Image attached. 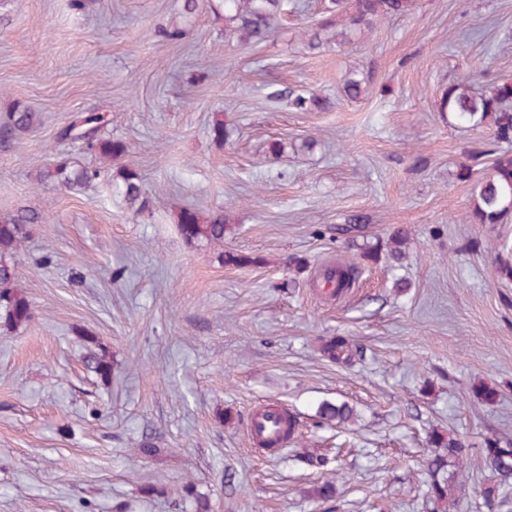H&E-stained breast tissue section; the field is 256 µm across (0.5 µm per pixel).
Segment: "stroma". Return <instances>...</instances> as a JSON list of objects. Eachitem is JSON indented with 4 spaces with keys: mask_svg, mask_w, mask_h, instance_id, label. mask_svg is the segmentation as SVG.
Listing matches in <instances>:
<instances>
[{
    "mask_svg": "<svg viewBox=\"0 0 512 512\" xmlns=\"http://www.w3.org/2000/svg\"><path fill=\"white\" fill-rule=\"evenodd\" d=\"M182 4L0 0V117H39L0 147V215H41L20 255L31 318L0 324V512H434L436 431L471 447L451 512H512V488L486 503L481 457L485 439L512 442V278L494 249L512 246V224L467 223L458 177L501 145L435 110L453 82L512 77V0H414L313 52L302 33L330 0H285L255 45L226 37L207 0ZM351 74L356 100L341 93ZM286 88L330 106L297 110ZM85 112L130 152L104 162L60 137ZM59 158L102 173L76 191L38 183ZM126 171L143 183L138 213L117 191ZM185 208L224 215L223 247L182 239ZM402 228L396 264L386 243ZM227 250L257 262L225 264ZM329 265L357 269L347 294H322ZM333 336L360 345L353 366L322 356ZM100 350L106 378L86 363ZM480 383L496 403L474 398ZM270 399L300 428L265 456L246 425ZM326 401L355 420L320 423ZM304 447L328 467L304 465ZM326 480L336 496L321 501Z\"/></svg>",
    "mask_w": 512,
    "mask_h": 512,
    "instance_id": "stroma-1",
    "label": "stroma"
}]
</instances>
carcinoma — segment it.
I'll list each match as a JSON object with an SVG mask.
<instances>
[{
  "mask_svg": "<svg viewBox=\"0 0 512 512\" xmlns=\"http://www.w3.org/2000/svg\"><path fill=\"white\" fill-rule=\"evenodd\" d=\"M224 8V32L242 44L258 43L271 31L274 22L284 10L285 0H222ZM413 0H332L329 13L340 17V30L334 38L344 45L351 37L373 30L377 24L392 16L406 13ZM335 27L332 19L323 20L317 27L304 33L303 48L309 51L322 49L328 40L322 33ZM291 104L298 110L313 107L324 110L328 101L314 96L297 95ZM438 111L451 117L459 126L480 128L489 125L496 140L512 143V78H502L482 91L472 87L471 80L452 83L440 96ZM36 121V113L24 106L0 119V141L6 143L28 130ZM104 116L99 113H79L61 131V136L80 142L90 150L112 157L128 152V146L120 140L104 139L100 135ZM96 169H71L61 162L43 173V179L56 180L70 189L82 188L97 179ZM459 178L471 182V210L467 220L471 224L512 223V151L495 156L478 176H473L471 166L461 169ZM121 194L129 207H134L142 197L139 176L134 172L123 175ZM39 221V215L28 210L0 215V320L17 326L30 318V304L16 287L19 278L17 256L26 239V225ZM180 235L188 244L207 242L224 243V216L202 217L192 210H184L178 217ZM321 352L337 364H350L358 355L357 348L343 336L326 340ZM89 366L97 374L107 377L111 362L104 353L89 355ZM319 418L327 423L342 425L352 421L354 410L345 403H324L318 411ZM430 443L437 452L428 460L431 478L428 493L434 506L450 504L455 497L456 481L452 468L468 456V445L453 433L431 434ZM484 464L491 471L494 483L484 489L487 501L497 496L500 487L512 483V452L500 448V440L488 439L482 448Z\"/></svg>",
  "mask_w": 512,
  "mask_h": 512,
  "instance_id": "1",
  "label": "carcinoma"
}]
</instances>
